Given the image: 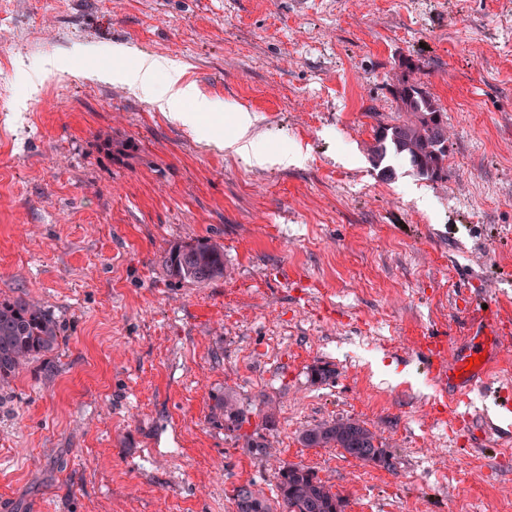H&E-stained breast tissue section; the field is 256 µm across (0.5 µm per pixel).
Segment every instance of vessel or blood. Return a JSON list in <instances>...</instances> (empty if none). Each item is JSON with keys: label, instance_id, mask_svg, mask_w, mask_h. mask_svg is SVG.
Masks as SVG:
<instances>
[{"label": "vessel or blood", "instance_id": "b4317fda", "mask_svg": "<svg viewBox=\"0 0 512 512\" xmlns=\"http://www.w3.org/2000/svg\"><path fill=\"white\" fill-rule=\"evenodd\" d=\"M484 343H472L468 352L446 356L443 343L429 341L424 345L423 359L428 375L439 387L457 386L458 390H471L481 383L487 368L483 362Z\"/></svg>", "mask_w": 512, "mask_h": 512}]
</instances>
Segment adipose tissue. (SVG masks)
I'll return each mask as SVG.
<instances>
[{
  "label": "adipose tissue",
  "instance_id": "ef3b65f1",
  "mask_svg": "<svg viewBox=\"0 0 512 512\" xmlns=\"http://www.w3.org/2000/svg\"><path fill=\"white\" fill-rule=\"evenodd\" d=\"M161 73L167 77L162 86L156 82ZM112 75L155 104L171 120L208 138H223L226 151L247 157L255 166L289 162L288 154L274 156L257 149L254 120L246 110L234 113L231 119L233 135L229 138L224 137L221 124H202V116L214 112L213 102L200 94L194 84L184 82L182 71L173 67L167 58L146 55L129 62L120 56L112 65Z\"/></svg>",
  "mask_w": 512,
  "mask_h": 512
}]
</instances>
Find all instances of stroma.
I'll use <instances>...</instances> for the list:
<instances>
[{"label": "stroma", "mask_w": 512, "mask_h": 512, "mask_svg": "<svg viewBox=\"0 0 512 512\" xmlns=\"http://www.w3.org/2000/svg\"><path fill=\"white\" fill-rule=\"evenodd\" d=\"M120 49L169 58L303 161L201 140L99 76ZM406 57L448 117L443 180L367 159ZM202 237L231 277L169 281L165 249ZM21 294L65 341L0 400V512H234L284 463L345 512H512V412L487 396L512 344L462 400L419 356L469 344L474 298L512 318V0H0V299ZM227 389L269 453L212 424ZM342 417L389 466L300 442Z\"/></svg>", "instance_id": "35a3bbf8"}]
</instances>
